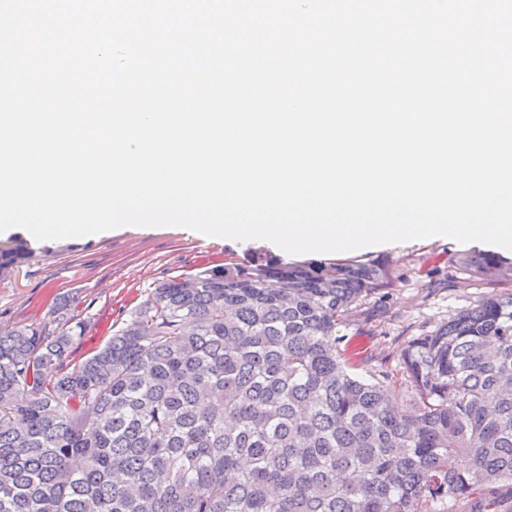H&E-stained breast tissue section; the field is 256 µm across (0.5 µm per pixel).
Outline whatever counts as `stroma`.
<instances>
[{
    "label": "stroma",
    "mask_w": 512,
    "mask_h": 512,
    "mask_svg": "<svg viewBox=\"0 0 512 512\" xmlns=\"http://www.w3.org/2000/svg\"><path fill=\"white\" fill-rule=\"evenodd\" d=\"M31 246L34 256L0 281V323L49 318L56 299L67 297L72 314L91 319L72 352L77 361L103 347L128 312L162 279L193 274L214 263L336 259L332 253L275 251L262 240L245 245L208 240L175 226H125L92 237L35 240ZM478 252L477 246L442 238L345 252V259L385 266L388 282L371 291L337 327L339 351L354 359L371 357V366L389 370L393 381L403 382L407 372L402 353L409 342L437 330L489 293H512V283L503 281L488 289L464 269L465 260Z\"/></svg>",
    "instance_id": "obj_1"
}]
</instances>
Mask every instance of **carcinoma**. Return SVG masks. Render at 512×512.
I'll use <instances>...</instances> for the list:
<instances>
[{"label": "carcinoma", "mask_w": 512, "mask_h": 512, "mask_svg": "<svg viewBox=\"0 0 512 512\" xmlns=\"http://www.w3.org/2000/svg\"><path fill=\"white\" fill-rule=\"evenodd\" d=\"M32 254L1 246L0 277ZM466 268L512 281L493 255ZM385 279L353 260L203 267L77 363L90 321L67 303L0 323V512H512V294L407 346L406 414L387 372L336 347Z\"/></svg>", "instance_id": "cac0c4a2"}]
</instances>
